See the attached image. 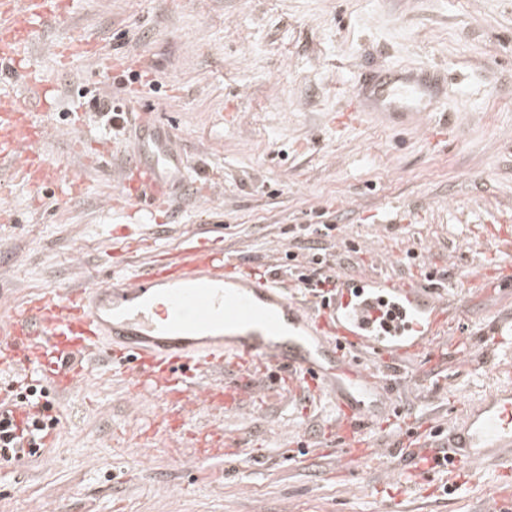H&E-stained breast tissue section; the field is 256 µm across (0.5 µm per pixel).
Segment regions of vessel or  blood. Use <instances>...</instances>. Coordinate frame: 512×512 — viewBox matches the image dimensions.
<instances>
[{
  "instance_id": "b4317fda",
  "label": "vessel or blood",
  "mask_w": 512,
  "mask_h": 512,
  "mask_svg": "<svg viewBox=\"0 0 512 512\" xmlns=\"http://www.w3.org/2000/svg\"><path fill=\"white\" fill-rule=\"evenodd\" d=\"M77 0H0V35L11 48L0 55V76L20 90L0 91V166L13 168L24 147L50 137L44 116L54 102V77L33 68L30 47L39 32L70 17ZM442 84L426 69L373 70L352 96L350 109L397 126L425 123L442 103ZM27 183L64 179L33 153L21 163ZM185 153L155 112L141 106L134 143L124 149L114 192L132 210L125 232L141 234L158 207L193 194L184 179ZM242 258L192 232L172 259L149 262L131 278H108L75 288H48L22 303L0 298V373L38 371L56 390L70 389L85 366L120 370L133 395L150 393L164 407L152 436L182 425L190 407L213 415L240 410L259 393L257 372L273 371L288 395L304 392L336 405V435L346 455L397 461L404 476L425 477L447 458L448 475L491 464L512 472V381L466 402L443 436L428 443L405 434L393 445L358 451L356 440L396 413L391 382L382 371L410 351L446 335L442 288L406 276L340 273L332 294L310 307L252 267L231 285L224 274ZM166 305L153 310L150 297ZM199 460L234 453L222 429Z\"/></svg>"
}]
</instances>
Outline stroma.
Instances as JSON below:
<instances>
[{
  "mask_svg": "<svg viewBox=\"0 0 512 512\" xmlns=\"http://www.w3.org/2000/svg\"><path fill=\"white\" fill-rule=\"evenodd\" d=\"M76 31L110 49L122 72L80 53H44ZM32 50L61 71L48 124L88 140L108 131L75 107L79 91L112 97L148 71L159 89L142 96L185 144L188 181L201 192L218 176L224 193L205 206L184 197L175 214L158 208L124 248L123 202L101 205L111 167L48 138L38 152L87 190L63 198L55 184L38 191L0 171V291L12 301L132 275L200 228L287 287L288 228L336 224L342 241L331 252L345 271L414 276L404 264L412 251L453 284L445 338L404 358L417 386L395 389L402 416L369 438L429 435L488 392L497 369L512 370V339L491 333L512 316V288L465 286L499 259L496 230L512 228V0H84ZM401 66L444 77L445 111L426 127L368 116L345 125L360 77ZM347 239L359 247L351 261ZM265 386L261 409L197 413L196 430L223 428L241 453L192 465L176 440L145 439L162 409L156 398L134 397L93 367L56 395L68 425L51 445L26 463L0 464V512H380L392 491L406 512H483L494 491L512 494V477L490 466L463 476L451 496L437 474L402 490L376 462L337 451L333 405L287 398L270 378Z\"/></svg>",
  "mask_w": 512,
  "mask_h": 512,
  "instance_id": "stroma-1",
  "label": "stroma"
}]
</instances>
